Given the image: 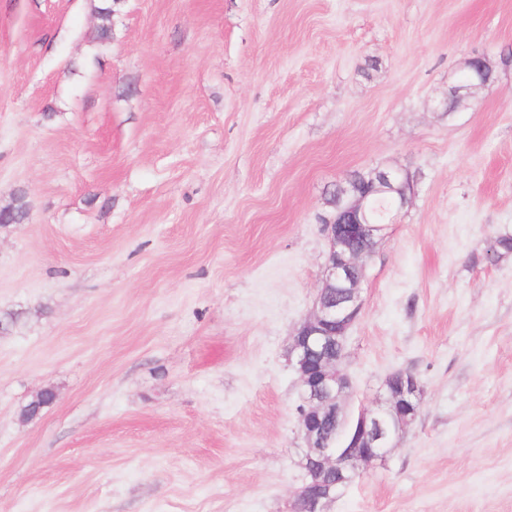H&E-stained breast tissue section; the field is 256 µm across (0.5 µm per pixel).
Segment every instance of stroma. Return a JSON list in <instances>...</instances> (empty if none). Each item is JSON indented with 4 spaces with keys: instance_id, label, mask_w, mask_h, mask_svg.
Instances as JSON below:
<instances>
[{
    "instance_id": "obj_1",
    "label": "stroma",
    "mask_w": 512,
    "mask_h": 512,
    "mask_svg": "<svg viewBox=\"0 0 512 512\" xmlns=\"http://www.w3.org/2000/svg\"><path fill=\"white\" fill-rule=\"evenodd\" d=\"M0 0V512H293L327 193L401 168L349 407L421 413L326 512H512V0ZM477 106L445 112L469 57ZM54 402L31 419L44 389ZM119 0H105L100 6H95V14L98 19L96 26V37L98 40H109L112 38V16L114 14L113 6ZM466 68L474 70V77L468 83H456L452 93L463 102H467L475 96V91L486 82V74L490 71L487 61L480 56L471 57L466 63Z\"/></svg>"
}]
</instances>
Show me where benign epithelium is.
<instances>
[{"mask_svg":"<svg viewBox=\"0 0 512 512\" xmlns=\"http://www.w3.org/2000/svg\"><path fill=\"white\" fill-rule=\"evenodd\" d=\"M466 67L474 70L468 83H457L452 93L466 102L486 82L487 61L472 57ZM368 190L358 183L341 186L346 208L324 225L328 243L323 284L312 313L296 329L289 360L298 374L302 405L300 429L306 441L302 451L305 480L295 504L297 512H311L305 491L327 476L358 475L365 467L384 460L403 432L418 419L424 389L409 373L395 390L382 389L370 406L362 405L357 419L347 421L343 399L350 378L345 369L348 355H336L338 344L348 343V330L361 309V281L366 260L378 235L370 197L392 193L395 209H402L415 194L411 175L400 168L376 167L370 171Z\"/></svg>","mask_w":512,"mask_h":512,"instance_id":"1","label":"benign epithelium"}]
</instances>
